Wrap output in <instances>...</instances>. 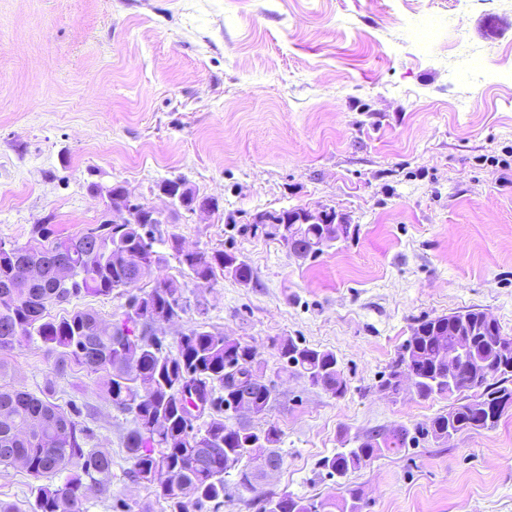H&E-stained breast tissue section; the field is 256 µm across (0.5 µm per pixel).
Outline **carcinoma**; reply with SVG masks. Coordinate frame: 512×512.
<instances>
[{
	"mask_svg": "<svg viewBox=\"0 0 512 512\" xmlns=\"http://www.w3.org/2000/svg\"><path fill=\"white\" fill-rule=\"evenodd\" d=\"M290 214L288 209L272 214L265 233L299 257H314L351 234L349 224L284 223ZM159 223L156 218L143 224L107 222L88 235L64 238L51 237L47 225L37 224L25 245L1 251L0 352L36 338L53 358L56 374L75 368L103 373L112 406L134 414V427L125 438L130 477L153 488L169 512H186L188 498L202 507L220 505L227 494L225 477L233 473L239 486L251 489L264 464L279 468L282 431L272 422H251L267 415L275 400L254 347L199 326L180 336L176 353L168 354L149 332L154 323L186 309L179 287L169 279L148 292H133L139 283L133 275L137 265L151 269L165 261L159 246L174 251L197 280L209 282L219 274L244 286L253 280L251 267L235 254L184 251L176 238L156 235ZM92 251L94 258L83 260ZM36 257L41 275L34 279L27 266ZM66 266L75 272L63 286L57 276ZM115 290L128 294L129 312L109 328L88 309L59 318L47 314L52 305L80 296L107 297ZM460 341L466 342L465 356L450 367L448 352ZM506 344L512 345V336L476 308L424 317L389 365L383 386L397 394L409 382L421 399L469 391L477 395L476 402L453 403L437 414L421 429L422 436L446 440L464 431L493 429L512 410V353H505ZM273 347L281 359L279 372L302 376L336 397L347 393L334 352L290 337L273 341ZM195 391L208 404L196 415L190 412ZM80 415L79 407L66 411L46 392L0 385V466L47 480L36 488L32 512H83L88 489L110 493L112 452L85 447L88 428L78 421ZM204 415L208 420L197 425ZM232 417L238 421L229 422ZM415 439L403 426L371 432L357 447L325 458L321 466L344 478ZM56 477L62 482L54 483ZM361 500V491L348 487L338 499L283 493L260 497L252 506L256 512H362Z\"/></svg>",
	"mask_w": 512,
	"mask_h": 512,
	"instance_id": "cac0c4a2",
	"label": "carcinoma"
}]
</instances>
